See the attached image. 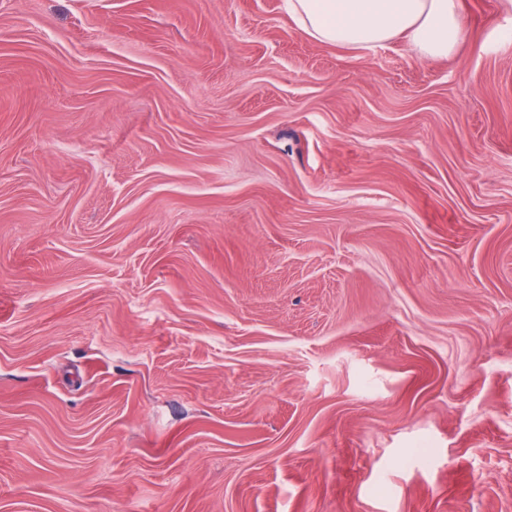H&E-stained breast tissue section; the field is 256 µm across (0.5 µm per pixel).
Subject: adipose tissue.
Here are the masks:
<instances>
[{
    "label": "adipose tissue",
    "mask_w": 512,
    "mask_h": 512,
    "mask_svg": "<svg viewBox=\"0 0 512 512\" xmlns=\"http://www.w3.org/2000/svg\"><path fill=\"white\" fill-rule=\"evenodd\" d=\"M298 28L321 42L362 50L405 37L424 58H445L466 29L460 0H287Z\"/></svg>",
    "instance_id": "obj_1"
}]
</instances>
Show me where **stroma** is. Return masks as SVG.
<instances>
[{
    "label": "stroma",
    "mask_w": 512,
    "mask_h": 512,
    "mask_svg": "<svg viewBox=\"0 0 512 512\" xmlns=\"http://www.w3.org/2000/svg\"><path fill=\"white\" fill-rule=\"evenodd\" d=\"M445 58L284 0H0V512H512V6Z\"/></svg>",
    "instance_id": "1"
}]
</instances>
